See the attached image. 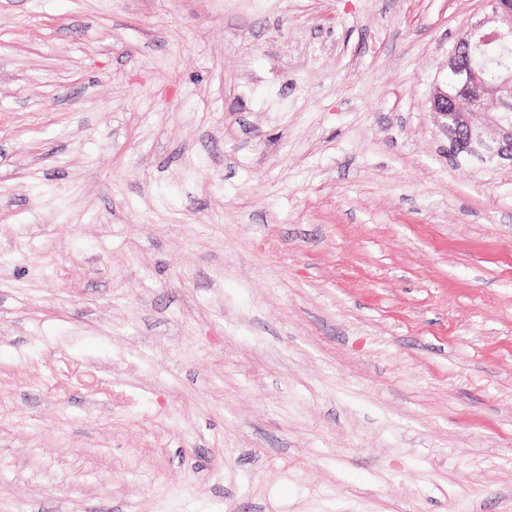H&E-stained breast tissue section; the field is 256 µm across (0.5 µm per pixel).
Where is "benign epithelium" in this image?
<instances>
[{
	"label": "benign epithelium",
	"mask_w": 512,
	"mask_h": 512,
	"mask_svg": "<svg viewBox=\"0 0 512 512\" xmlns=\"http://www.w3.org/2000/svg\"><path fill=\"white\" fill-rule=\"evenodd\" d=\"M484 6L483 18L467 25L471 39L448 54V84L433 88L429 110L448 137L449 152L512 167V66L503 65L490 81L473 63L489 45H512V0H484Z\"/></svg>",
	"instance_id": "7a95c632"
}]
</instances>
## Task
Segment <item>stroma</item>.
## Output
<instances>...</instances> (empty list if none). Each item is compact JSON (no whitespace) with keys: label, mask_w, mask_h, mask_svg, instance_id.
I'll return each instance as SVG.
<instances>
[{"label":"stroma","mask_w":512,"mask_h":512,"mask_svg":"<svg viewBox=\"0 0 512 512\" xmlns=\"http://www.w3.org/2000/svg\"><path fill=\"white\" fill-rule=\"evenodd\" d=\"M481 11L0 0V512H512ZM512 1V0H511ZM485 0L482 19L466 26L473 40L458 44L448 54L446 85H436L428 99L448 137V152L470 155L495 166L512 167V67L499 69V53L488 50L481 59L484 71L473 58L489 45L511 46L512 2ZM449 78V80H448ZM448 83L456 86L455 92ZM493 101V111L486 108ZM493 130L488 140L486 133Z\"/></svg>","instance_id":"35a3bbf8"}]
</instances>
